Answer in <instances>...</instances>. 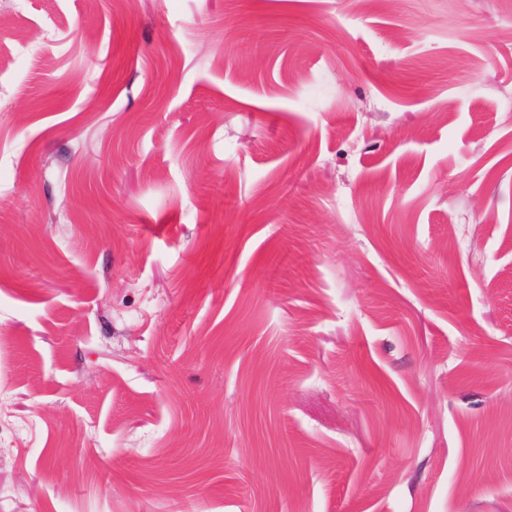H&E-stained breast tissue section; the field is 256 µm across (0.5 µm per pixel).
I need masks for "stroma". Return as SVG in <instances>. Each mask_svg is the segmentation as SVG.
<instances>
[{
	"instance_id": "1",
	"label": "stroma",
	"mask_w": 512,
	"mask_h": 512,
	"mask_svg": "<svg viewBox=\"0 0 512 512\" xmlns=\"http://www.w3.org/2000/svg\"><path fill=\"white\" fill-rule=\"evenodd\" d=\"M0 512H512V0H0Z\"/></svg>"
}]
</instances>
